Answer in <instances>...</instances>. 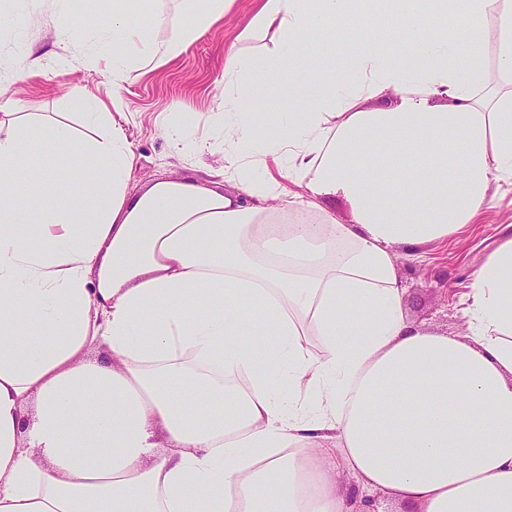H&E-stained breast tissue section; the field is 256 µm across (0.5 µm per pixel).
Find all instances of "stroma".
Masks as SVG:
<instances>
[{
	"label": "stroma",
	"instance_id": "stroma-1",
	"mask_svg": "<svg viewBox=\"0 0 512 512\" xmlns=\"http://www.w3.org/2000/svg\"><path fill=\"white\" fill-rule=\"evenodd\" d=\"M258 8L257 0H234L223 18L180 57L158 69L144 57L140 44H127L125 52L134 63L116 81L109 65L110 48H89L82 62L72 60L81 33L111 19L112 0H0V84L6 90L0 107L64 118L70 112V88H83L107 111L131 115L127 133L135 144L136 162L130 193L160 177L205 180V167L214 163V155L173 157L162 127L174 114L222 110L224 54L230 46H274L277 37L271 32L246 41L241 38ZM57 16L68 21V36L51 28L50 21ZM20 59L30 74L14 82L11 71ZM495 203L479 223L468 225L458 237L427 245L419 258H399L409 317L423 329L465 335L458 298L489 247L502 236H512V186L497 189ZM439 269L451 274L452 293L427 290V280Z\"/></svg>",
	"mask_w": 512,
	"mask_h": 512
}]
</instances>
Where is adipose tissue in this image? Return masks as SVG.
I'll return each mask as SVG.
<instances>
[{"mask_svg": "<svg viewBox=\"0 0 512 512\" xmlns=\"http://www.w3.org/2000/svg\"><path fill=\"white\" fill-rule=\"evenodd\" d=\"M173 2L162 39L118 12L87 32L114 78L122 45L165 66L233 0ZM394 9L390 28L370 0H262L247 31L276 46L229 51L223 111L163 127L175 155L222 151L206 187L129 196L128 117L80 88L78 128L0 113V512H351L375 492L512 512V237L460 299L463 337L419 328L397 271L512 185V0ZM335 27L356 50L310 68ZM285 74L322 104L265 124ZM49 148L90 173L64 201L58 167L30 176Z\"/></svg>", "mask_w": 512, "mask_h": 512, "instance_id": "1", "label": "adipose tissue"}]
</instances>
